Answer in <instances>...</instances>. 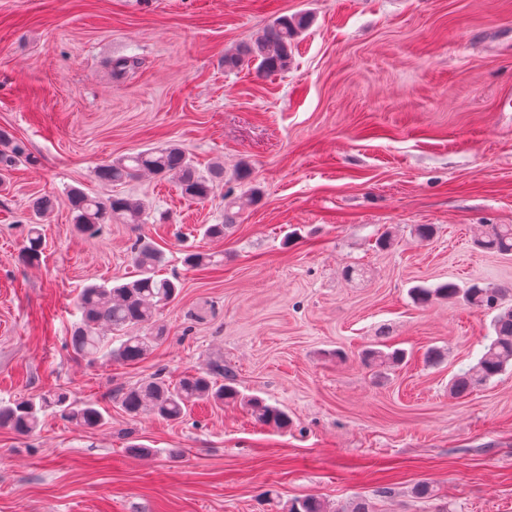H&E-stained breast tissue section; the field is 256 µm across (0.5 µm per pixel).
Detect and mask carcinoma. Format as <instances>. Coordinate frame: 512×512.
I'll return each mask as SVG.
<instances>
[{
	"label": "carcinoma",
	"mask_w": 512,
	"mask_h": 512,
	"mask_svg": "<svg viewBox=\"0 0 512 512\" xmlns=\"http://www.w3.org/2000/svg\"><path fill=\"white\" fill-rule=\"evenodd\" d=\"M309 23V16L302 12L276 18L254 40L241 45L235 53L224 56V67L233 70L253 63L256 70L263 74L287 70L296 40ZM137 66L138 59L134 56H119L111 61L112 73L117 78L127 76ZM34 162L35 157L15 140L12 133L0 128V171ZM142 172L175 178L183 195L200 202L210 197L216 183L224 181V168L215 167L205 174L176 145L118 158L98 167L96 176L101 183L114 185L133 179ZM66 204L74 214L76 230L90 236L98 234L101 225L117 220L123 224H144L147 221L146 208L142 203L121 196L91 197L73 188L67 194ZM234 222L235 216L228 213L224 223L207 225L203 237L220 240L224 238L226 225ZM478 245L489 252L511 254L512 224L488 225ZM44 248L39 225H30L19 258L26 264H37ZM164 262L163 251L151 239L139 236L132 257V263L138 268V278L116 286L103 282L82 288L77 302L81 319L75 324L71 336V345L77 354L90 363L117 361L130 364L143 360L150 353L163 336V329L154 327L156 313L173 302L182 288L176 278L157 277L155 268ZM183 263L191 269H206L213 265L214 260L212 255L196 250L185 252ZM414 293L421 303H427L434 297L460 298L473 307L496 312L492 320L494 335L489 337L490 343L484 347L474 366L452 378V394L465 396L512 366V307L501 306L506 289L477 284L461 288L448 282L434 289L416 288ZM103 324L117 332V346H112V341L100 335L99 326ZM201 400L219 404L239 400L250 407L259 423L278 429L288 427V415L283 410L260 398L242 396L220 364L206 373H188L175 383L157 374L117 396L118 405L126 415L134 418L149 409L166 421L183 418L187 408ZM48 412L87 428L98 427L104 421V415L95 402L87 400L77 403L67 393L56 391L1 400L0 428L30 436L37 431L40 416ZM288 512L327 510L322 500L308 496L291 502Z\"/></svg>",
	"instance_id": "1"
}]
</instances>
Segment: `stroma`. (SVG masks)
<instances>
[{
	"label": "stroma",
	"mask_w": 512,
	"mask_h": 512,
	"mask_svg": "<svg viewBox=\"0 0 512 512\" xmlns=\"http://www.w3.org/2000/svg\"><path fill=\"white\" fill-rule=\"evenodd\" d=\"M298 12L312 22L287 71L225 68ZM123 55L139 65L118 79L109 62ZM508 93L512 0H0V127L37 158L0 192V399L61 388L106 419L0 428V512H287L308 495L332 512H512V369L449 392L493 314L409 294L477 282L512 304V254L476 244L484 225L512 224ZM167 144L200 171L223 166L208 201L148 173L113 188L94 176ZM253 186L259 203L223 240L197 241L216 267L187 269L188 233L223 223ZM73 188L138 200L148 222L79 235ZM38 197L55 207L29 266L19 252ZM142 234L165 253L160 276L182 283L158 316L166 334L136 364L89 363L69 342L78 294L129 281ZM397 348L399 365L365 358ZM217 363L242 401L198 402L174 423L114 400ZM251 396L287 428L256 422Z\"/></svg>",
	"instance_id": "1"
}]
</instances>
